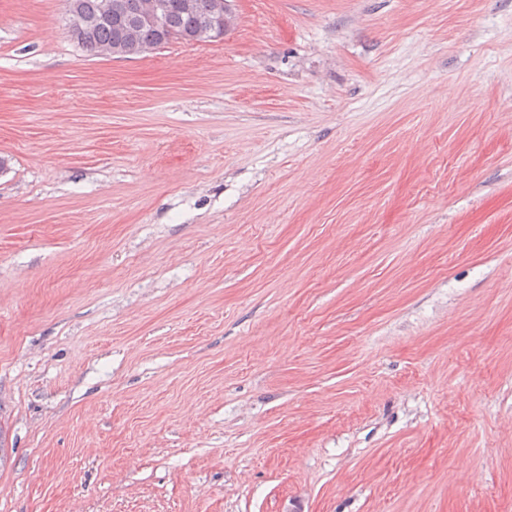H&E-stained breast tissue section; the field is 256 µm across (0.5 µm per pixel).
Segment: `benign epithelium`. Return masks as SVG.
<instances>
[{"label":"benign epithelium","instance_id":"benign-epithelium-1","mask_svg":"<svg viewBox=\"0 0 512 512\" xmlns=\"http://www.w3.org/2000/svg\"><path fill=\"white\" fill-rule=\"evenodd\" d=\"M234 0H211L210 40L224 38L236 20L233 9ZM164 0H104L101 10L93 16H86L76 9H71L70 25L76 34H84L103 20L113 16L127 18L129 37L125 52L132 55L148 50V45L140 39V31L146 26L158 25L165 13Z\"/></svg>","mask_w":512,"mask_h":512}]
</instances>
